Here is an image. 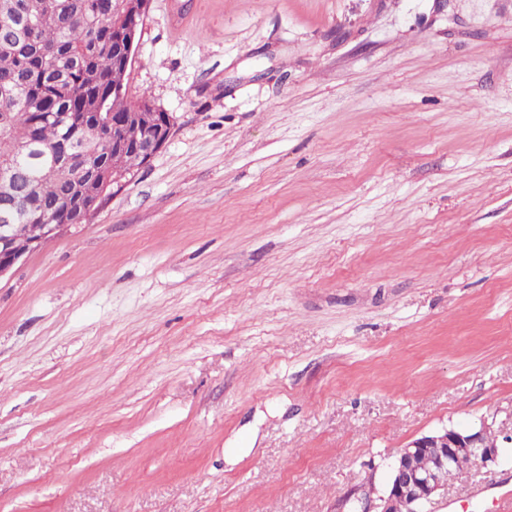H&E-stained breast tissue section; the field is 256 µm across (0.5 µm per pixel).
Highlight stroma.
<instances>
[{"label":"stroma","instance_id":"stroma-1","mask_svg":"<svg viewBox=\"0 0 512 512\" xmlns=\"http://www.w3.org/2000/svg\"><path fill=\"white\" fill-rule=\"evenodd\" d=\"M128 85L168 141L0 278V512H351L512 420V0H151Z\"/></svg>","mask_w":512,"mask_h":512}]
</instances>
